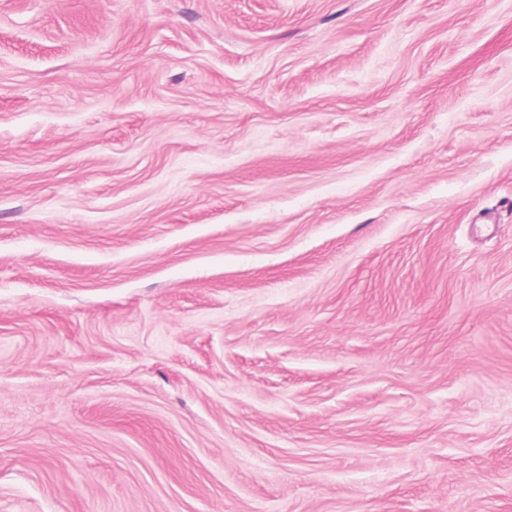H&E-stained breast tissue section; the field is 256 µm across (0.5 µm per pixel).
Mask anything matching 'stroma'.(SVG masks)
Wrapping results in <instances>:
<instances>
[{"instance_id":"35a3bbf8","label":"stroma","mask_w":512,"mask_h":512,"mask_svg":"<svg viewBox=\"0 0 512 512\" xmlns=\"http://www.w3.org/2000/svg\"><path fill=\"white\" fill-rule=\"evenodd\" d=\"M0 512H512V0H0Z\"/></svg>"}]
</instances>
